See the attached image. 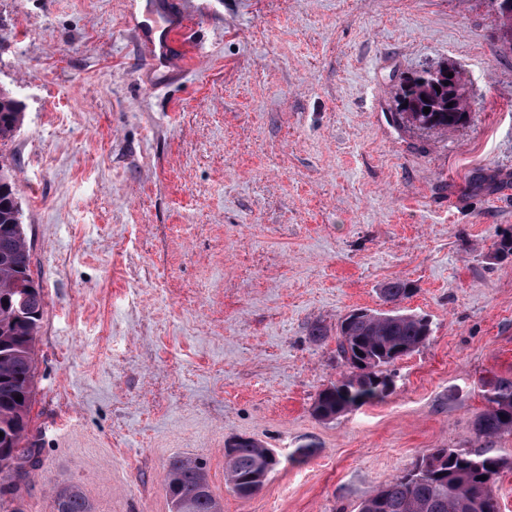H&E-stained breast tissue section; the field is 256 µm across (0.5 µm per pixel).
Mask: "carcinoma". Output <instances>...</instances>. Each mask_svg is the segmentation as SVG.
<instances>
[{"instance_id":"1","label":"carcinoma","mask_w":512,"mask_h":512,"mask_svg":"<svg viewBox=\"0 0 512 512\" xmlns=\"http://www.w3.org/2000/svg\"><path fill=\"white\" fill-rule=\"evenodd\" d=\"M499 34L512 49V9H497ZM453 76H448V73ZM468 90L457 68L428 69L405 80L396 111L420 129H449L467 116ZM453 106H448V103ZM430 108L424 113V108ZM21 125V104L0 88V146L12 140ZM409 296L407 282L396 279L380 289L386 304ZM44 313L42 288L30 270V253L21 207L10 168L0 162V460L16 458L20 467L0 468V494L17 488L15 478L28 474L36 449L26 446L35 377V339ZM431 336L423 316L400 312L382 318L349 312L336 327V352L345 367L342 378L320 391L313 414L332 421L387 394L388 368L425 345ZM485 410L475 430L489 446L479 449L432 448L411 468L363 500L359 512H500L496 494L504 458L493 454L492 443L512 435V378L496 377L483 394ZM263 446L241 443L227 480L234 491L248 483ZM166 480L174 512H220L203 465L183 457L171 459ZM55 512H92L87 493L78 485L56 490Z\"/></svg>"}]
</instances>
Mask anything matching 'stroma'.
I'll use <instances>...</instances> for the list:
<instances>
[{"instance_id": "obj_1", "label": "stroma", "mask_w": 512, "mask_h": 512, "mask_svg": "<svg viewBox=\"0 0 512 512\" xmlns=\"http://www.w3.org/2000/svg\"><path fill=\"white\" fill-rule=\"evenodd\" d=\"M0 0V87L43 290L30 439L0 512H172L170 459L204 462L221 512H359L429 448H480L512 376V51L490 0ZM195 25L144 67L135 31ZM454 64L465 122L394 113L406 76ZM429 342L379 402L317 419L334 332L393 279ZM329 337L309 341L312 325ZM237 436L272 449L264 488L224 475ZM315 453L297 461L295 451ZM21 104L0 87V146L12 140L21 125ZM54 509L55 512H92V504L83 488L67 484L56 490Z\"/></svg>"}]
</instances>
